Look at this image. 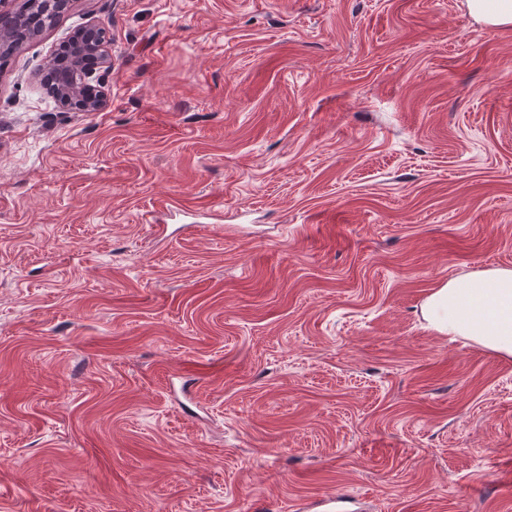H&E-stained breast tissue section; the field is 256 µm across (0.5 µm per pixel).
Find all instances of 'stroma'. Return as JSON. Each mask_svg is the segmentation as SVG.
<instances>
[{"instance_id": "35a3bbf8", "label": "stroma", "mask_w": 512, "mask_h": 512, "mask_svg": "<svg viewBox=\"0 0 512 512\" xmlns=\"http://www.w3.org/2000/svg\"><path fill=\"white\" fill-rule=\"evenodd\" d=\"M112 44L97 112L48 63ZM512 27L465 0H71L0 58V512H512ZM422 315L439 334L468 338L512 357V268L480 271L465 286L458 278L448 279L431 289Z\"/></svg>"}]
</instances>
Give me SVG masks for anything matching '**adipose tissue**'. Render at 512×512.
<instances>
[{"label": "adipose tissue", "instance_id": "1", "mask_svg": "<svg viewBox=\"0 0 512 512\" xmlns=\"http://www.w3.org/2000/svg\"><path fill=\"white\" fill-rule=\"evenodd\" d=\"M429 329L470 339L497 355L512 357V268L451 278L432 288L422 305Z\"/></svg>", "mask_w": 512, "mask_h": 512}]
</instances>
